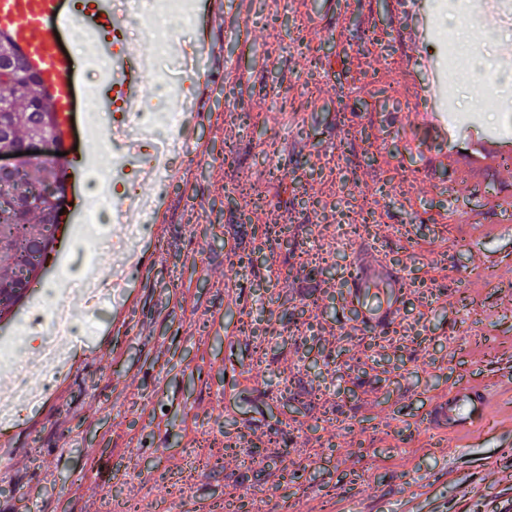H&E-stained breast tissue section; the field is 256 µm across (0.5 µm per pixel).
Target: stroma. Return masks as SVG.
<instances>
[{
	"instance_id": "stroma-1",
	"label": "stroma",
	"mask_w": 512,
	"mask_h": 512,
	"mask_svg": "<svg viewBox=\"0 0 512 512\" xmlns=\"http://www.w3.org/2000/svg\"><path fill=\"white\" fill-rule=\"evenodd\" d=\"M209 0L134 23L129 40L150 82V111L169 87L208 117L187 156L164 170V223L136 246L137 273L101 313L37 411L0 433V512H119L146 497L168 512L208 504L267 512H512V172L486 167L461 182L413 128L394 82L406 36L425 21L512 68V36L449 19L434 0L423 19L393 0H250L210 25ZM381 35L362 50L341 31L345 6ZM225 44V67L194 86L160 55L155 32ZM73 155L101 160L105 111L95 55L75 67ZM447 71L454 148L470 125L512 139V92ZM236 127L232 164L224 131ZM462 208L470 224H435ZM370 216V234L343 233ZM288 229L265 246L258 228ZM373 248L407 283L399 332L358 324L345 295L356 249ZM250 255L233 265L229 252ZM235 298H227L226 289ZM492 392L488 427L448 435L426 425L458 385Z\"/></svg>"
}]
</instances>
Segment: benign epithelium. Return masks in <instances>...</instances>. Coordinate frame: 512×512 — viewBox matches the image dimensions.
I'll list each match as a JSON object with an SVG mask.
<instances>
[{"label":"benign epithelium","instance_id":"1","mask_svg":"<svg viewBox=\"0 0 512 512\" xmlns=\"http://www.w3.org/2000/svg\"><path fill=\"white\" fill-rule=\"evenodd\" d=\"M0 41L12 47L9 53L0 57V70L16 79L38 85L42 96H50L51 91L44 75L27 50L16 43L6 30H0ZM42 126L46 131L32 134L21 141L8 138L0 142V177L11 178L22 175L30 171L36 163L56 157L58 152H68L70 122L63 120L60 113L50 111L43 113ZM69 190L68 176L64 175L42 191L44 196L53 201V207L43 213V223L50 225L51 230L48 235L38 240L37 251L40 262L29 274L31 282L47 271L51 254L65 228L63 216L59 215V212L67 205Z\"/></svg>","mask_w":512,"mask_h":512}]
</instances>
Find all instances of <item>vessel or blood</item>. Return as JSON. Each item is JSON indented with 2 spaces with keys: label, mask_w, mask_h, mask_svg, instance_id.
Instances as JSON below:
<instances>
[{
  "label": "vessel or blood",
  "mask_w": 512,
  "mask_h": 512,
  "mask_svg": "<svg viewBox=\"0 0 512 512\" xmlns=\"http://www.w3.org/2000/svg\"><path fill=\"white\" fill-rule=\"evenodd\" d=\"M84 22L88 37L118 27L119 15L113 0H90ZM0 27L7 29L38 61L46 81L53 88V104L57 112L67 113L74 95L75 83L70 56L63 49V40L71 29L70 16L63 0H0ZM408 54L398 63L397 78L408 104L419 105L414 125L440 149V159L453 167L459 178L472 179L479 164L494 165L511 171L512 156L502 150L499 136L478 133L473 151L457 154L447 149L448 143V78L435 60L430 33L421 29L409 32ZM107 52L122 64L112 79L110 109L125 117L139 112L148 98V85L138 55L123 39L107 42ZM223 61L222 47L210 44L186 52L187 76L200 70L202 54ZM349 282L347 303L357 306L361 323L368 328L385 330L398 320L401 292L405 282L397 270L388 268L383 257L369 251L354 264ZM485 392L461 386L449 392L438 406L436 417L455 434L480 427L486 409Z\"/></svg>",
  "instance_id": "vessel-or-blood-1"
}]
</instances>
